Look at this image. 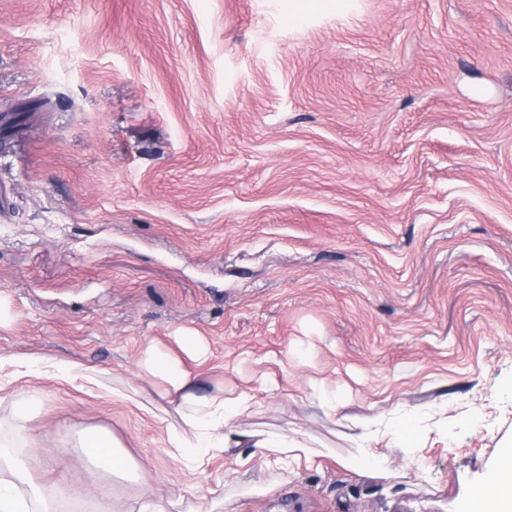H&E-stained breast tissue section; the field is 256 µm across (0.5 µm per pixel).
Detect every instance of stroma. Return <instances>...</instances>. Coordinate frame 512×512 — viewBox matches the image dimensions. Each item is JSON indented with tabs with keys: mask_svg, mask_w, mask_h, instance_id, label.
<instances>
[{
	"mask_svg": "<svg viewBox=\"0 0 512 512\" xmlns=\"http://www.w3.org/2000/svg\"><path fill=\"white\" fill-rule=\"evenodd\" d=\"M0 442L112 512H457L512 442V0H0ZM244 396L197 468L148 342ZM335 393L330 408L318 389ZM43 400L20 420L16 403ZM416 420L413 448L391 426ZM102 427L144 463L93 474ZM275 436L321 449L285 463ZM382 479L344 469L363 452ZM175 340L181 351L197 365L207 361L209 349L199 336L184 331L180 336H176ZM47 367L51 369V371L47 368L43 373H51L52 376L61 377L69 382L84 381L88 384H99L97 371L93 368L84 367L75 363H54Z\"/></svg>",
	"mask_w": 512,
	"mask_h": 512,
	"instance_id": "35a3bbf8",
	"label": "stroma"
}]
</instances>
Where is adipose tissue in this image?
Wrapping results in <instances>:
<instances>
[{"label":"adipose tissue","mask_w":512,"mask_h":512,"mask_svg":"<svg viewBox=\"0 0 512 512\" xmlns=\"http://www.w3.org/2000/svg\"><path fill=\"white\" fill-rule=\"evenodd\" d=\"M182 351L174 356L155 343L142 349L138 366L146 376L159 380L160 395L173 405L180 423L170 436L174 448L196 449V463H204L209 449L224 445V428L231 416L247 407L246 400L228 399L223 393H200L199 376L188 370L184 359L203 364L209 356L204 341L189 332L177 336ZM81 446L98 470L119 477L128 476L133 460L122 443L113 435L97 429L88 430ZM38 455L20 461L0 450V512H29L31 505L41 504L42 512H53L44 505L41 486L30 476L38 463ZM458 512H512V448L502 451L496 478L475 490L458 506Z\"/></svg>","instance_id":"ef3b65f1"}]
</instances>
